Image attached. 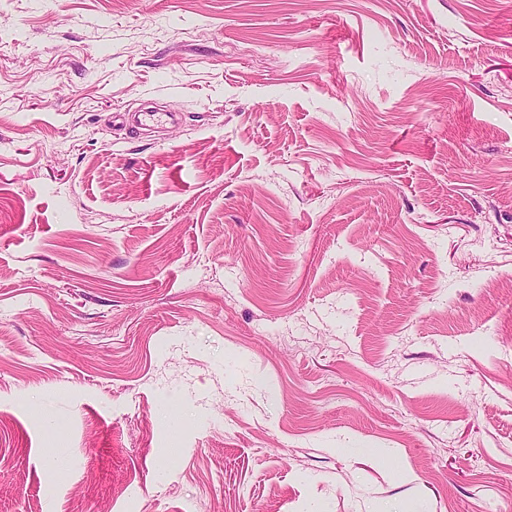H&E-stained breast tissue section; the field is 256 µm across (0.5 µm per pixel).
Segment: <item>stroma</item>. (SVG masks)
Masks as SVG:
<instances>
[{
  "label": "stroma",
  "instance_id": "obj_1",
  "mask_svg": "<svg viewBox=\"0 0 512 512\" xmlns=\"http://www.w3.org/2000/svg\"><path fill=\"white\" fill-rule=\"evenodd\" d=\"M511 189L512 0H0V512H512Z\"/></svg>",
  "mask_w": 512,
  "mask_h": 512
}]
</instances>
